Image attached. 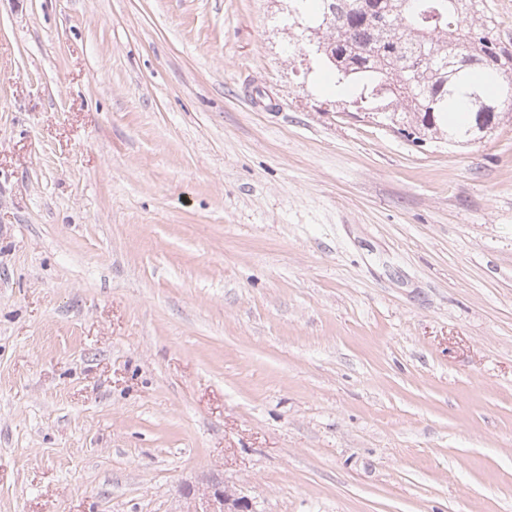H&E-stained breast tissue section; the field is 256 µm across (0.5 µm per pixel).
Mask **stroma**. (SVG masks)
<instances>
[{
	"instance_id": "35a3bbf8",
	"label": "stroma",
	"mask_w": 512,
	"mask_h": 512,
	"mask_svg": "<svg viewBox=\"0 0 512 512\" xmlns=\"http://www.w3.org/2000/svg\"><path fill=\"white\" fill-rule=\"evenodd\" d=\"M288 0H0V512H512V119L356 114ZM183 497L190 508L183 512H254L252 501L238 489L228 485L222 477L213 476L206 487L186 486Z\"/></svg>"
}]
</instances>
